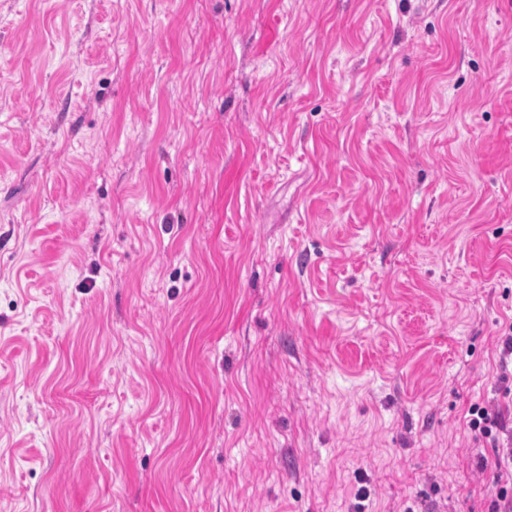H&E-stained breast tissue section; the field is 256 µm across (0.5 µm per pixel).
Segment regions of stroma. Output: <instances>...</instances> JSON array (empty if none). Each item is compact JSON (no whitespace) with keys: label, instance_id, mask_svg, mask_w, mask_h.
Instances as JSON below:
<instances>
[{"label":"stroma","instance_id":"stroma-1","mask_svg":"<svg viewBox=\"0 0 512 512\" xmlns=\"http://www.w3.org/2000/svg\"><path fill=\"white\" fill-rule=\"evenodd\" d=\"M512 0H0V512H485Z\"/></svg>","mask_w":512,"mask_h":512}]
</instances>
